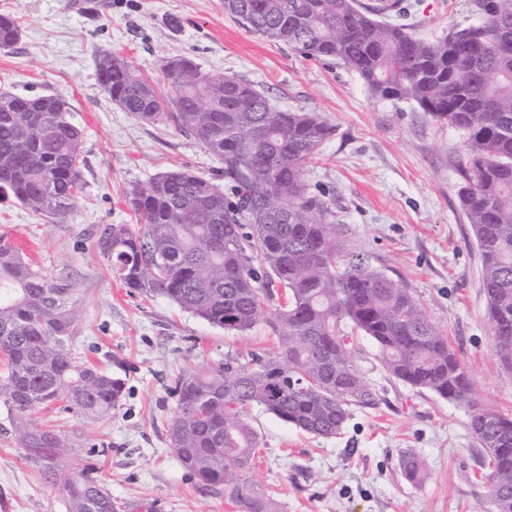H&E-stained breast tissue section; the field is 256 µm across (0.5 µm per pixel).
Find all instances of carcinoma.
I'll return each instance as SVG.
<instances>
[{
    "label": "carcinoma",
    "mask_w": 512,
    "mask_h": 512,
    "mask_svg": "<svg viewBox=\"0 0 512 512\" xmlns=\"http://www.w3.org/2000/svg\"><path fill=\"white\" fill-rule=\"evenodd\" d=\"M477 26L434 42L416 38L382 8L360 0H222L248 31L307 57L354 71L375 100L404 101L461 132L459 199L483 263L487 317L500 362L512 369V0H475ZM0 16V49L19 41ZM167 91L124 58L98 69L110 99L151 122L168 114L177 130L224 163V189L188 168L160 173L126 193L137 227L110 224L97 247L112 276L146 297H163L228 333L267 325L276 346L181 370L169 386L170 445L202 494L229 493L240 512H273L249 473L259 439L247 420L256 405L315 436L344 428L353 405L375 395L352 360L353 327L378 347L393 378L473 407L470 428L487 454V495L512 512V417L473 400L469 370L410 289L381 269L346 265L332 212L304 182V165L333 135L317 112L285 111L235 73L210 75L190 57ZM0 112V191L32 210L61 216L83 186L82 130L56 95L5 92ZM77 283L34 266L0 237V406L17 447L41 477L61 486L68 512H118L112 494L68 461L72 444L36 427L38 408L106 420L125 382L70 348ZM416 483L425 464L401 461Z\"/></svg>",
    "instance_id": "obj_1"
}]
</instances>
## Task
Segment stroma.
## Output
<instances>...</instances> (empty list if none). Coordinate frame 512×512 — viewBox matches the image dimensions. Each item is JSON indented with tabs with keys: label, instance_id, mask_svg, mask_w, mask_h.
<instances>
[{
	"label": "stroma",
	"instance_id": "35a3bbf8",
	"mask_svg": "<svg viewBox=\"0 0 512 512\" xmlns=\"http://www.w3.org/2000/svg\"><path fill=\"white\" fill-rule=\"evenodd\" d=\"M400 22L434 41L479 23L473 0H407ZM17 19L18 44L0 49V91L58 95L83 130V193L65 217L0 199V235L39 266L78 284L80 316L72 348L125 379L109 419L91 422L38 409L33 424L66 435L77 462L94 469L114 500H157L161 512H239L228 494L199 493L173 453L167 423L173 372L196 369L275 344L269 327L244 334L150 298L112 277L96 240L134 216L124 193L153 175L187 167L223 185L220 162L169 117L146 122L111 101L98 63L121 53L163 84V60L188 55L214 75L235 73L284 109L320 112L333 135L306 164L310 191L324 192L346 258L384 269L423 303L467 366L478 402L512 413V371L498 361L487 322L482 258L459 202L461 135L428 113L369 97L359 77L332 60L303 56L248 32L221 0H0ZM353 359L375 395L354 406L341 434L318 437L254 406L259 437L252 474L277 512H496L485 496V451L473 435L471 406L395 380L378 349L352 334ZM0 407V512H67L63 492L45 482L5 429ZM423 459L420 483L400 463Z\"/></svg>",
	"mask_w": 512,
	"mask_h": 512
}]
</instances>
